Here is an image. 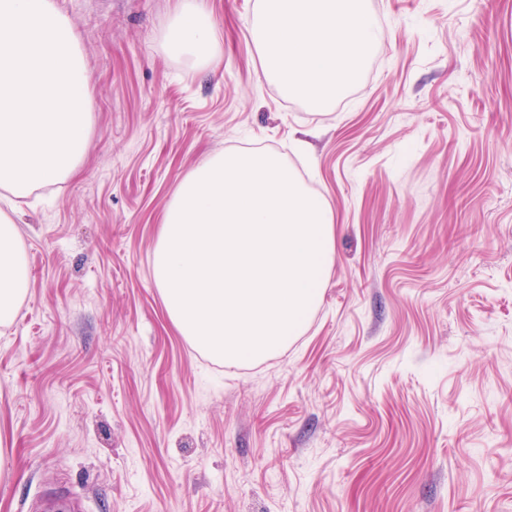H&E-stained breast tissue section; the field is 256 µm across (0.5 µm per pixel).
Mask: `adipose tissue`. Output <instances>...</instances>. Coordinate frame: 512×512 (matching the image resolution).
<instances>
[{"label":"adipose tissue","mask_w":512,"mask_h":512,"mask_svg":"<svg viewBox=\"0 0 512 512\" xmlns=\"http://www.w3.org/2000/svg\"><path fill=\"white\" fill-rule=\"evenodd\" d=\"M166 53L195 65L209 63L219 44L204 0H181L161 36ZM30 288V274L24 243L14 218L0 209V325L13 322Z\"/></svg>","instance_id":"ef3b65f1"}]
</instances>
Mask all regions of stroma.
I'll list each match as a JSON object with an SVG mask.
<instances>
[{
    "instance_id": "1",
    "label": "stroma",
    "mask_w": 512,
    "mask_h": 512,
    "mask_svg": "<svg viewBox=\"0 0 512 512\" xmlns=\"http://www.w3.org/2000/svg\"><path fill=\"white\" fill-rule=\"evenodd\" d=\"M92 133L14 209L30 288L0 326V512H512V0H368L380 50L313 109L259 79L253 0L219 54L160 38L179 0H57ZM280 155L333 213L298 339L228 366L151 272L182 180Z\"/></svg>"
}]
</instances>
